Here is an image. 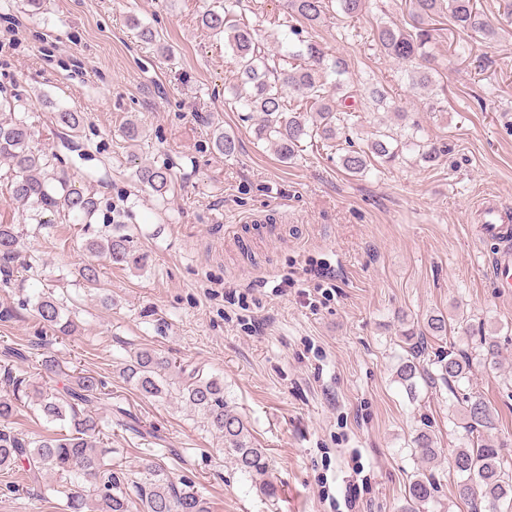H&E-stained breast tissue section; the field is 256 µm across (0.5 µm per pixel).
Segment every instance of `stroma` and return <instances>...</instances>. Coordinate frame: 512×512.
I'll return each mask as SVG.
<instances>
[{"instance_id": "obj_1", "label": "stroma", "mask_w": 512, "mask_h": 512, "mask_svg": "<svg viewBox=\"0 0 512 512\" xmlns=\"http://www.w3.org/2000/svg\"><path fill=\"white\" fill-rule=\"evenodd\" d=\"M245 3L241 22L290 65L284 0ZM475 3L498 37L457 57L455 29L437 22L438 72L421 90L369 38L382 21L408 26L409 0H368L358 18L331 16L318 28L325 52L347 61L346 87L369 83L388 95L384 109L358 97L356 147L377 129L416 122L442 149L431 163L406 151L353 177L337 150L307 142L285 163L257 139L258 116H246L230 92L237 70L224 38L199 22L224 0H44L38 9L0 0V94L22 99L34 146L57 155L55 171L99 202L91 222L58 212L36 223L0 164V224L15 225L26 262L0 283V310L12 312L0 320V347L30 352L14 372L58 392L75 372L101 377L113 408L141 424L137 434L107 430L112 461L134 472L160 463L204 491L212 512H336L356 456L367 477L360 512H402L409 483L425 470L438 484L428 512H467L449 465L468 443L456 393L422 383L408 393L395 371L404 328L468 315L470 335L452 330L447 345L475 348L485 334L500 357L493 368L474 364L458 393L493 408V439L512 457V297L491 288L498 246L476 233L482 198L512 208V22L500 0ZM142 27L155 42L139 38ZM62 110L80 113L76 130L57 124ZM131 120L143 128L134 144L122 133ZM218 130L234 136L232 155L215 149ZM141 163L169 168L165 196L139 183ZM116 222L147 263L104 264L100 289H88L76 275L89 259L84 230ZM293 271L305 274L301 289L272 293ZM323 273L335 286L328 298L317 290ZM228 285L243 305L225 297ZM45 292L77 328L42 346L31 301ZM142 347L223 379L267 452L275 496L236 469L223 439L178 397L147 398L124 381V363ZM45 356L62 367L50 380L37 371ZM424 428L443 450L428 465L412 452ZM7 481L0 473V512H61V498Z\"/></svg>"}]
</instances>
